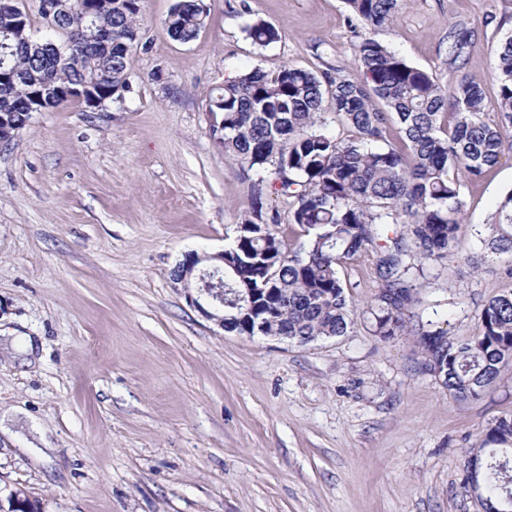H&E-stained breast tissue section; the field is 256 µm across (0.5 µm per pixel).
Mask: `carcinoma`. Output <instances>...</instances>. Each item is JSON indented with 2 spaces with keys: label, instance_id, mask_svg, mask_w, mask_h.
<instances>
[{
  "label": "carcinoma",
  "instance_id": "carcinoma-1",
  "mask_svg": "<svg viewBox=\"0 0 512 512\" xmlns=\"http://www.w3.org/2000/svg\"><path fill=\"white\" fill-rule=\"evenodd\" d=\"M403 0H345L360 22L354 50L361 81L284 66L254 67L224 83L210 110L224 115V155L269 178L254 185L237 235L245 236L235 267L208 277L220 284L226 311L237 313L243 281H268L273 292L264 308L263 334L306 345L346 334L355 314L339 268L369 250L382 281L376 333L395 336L406 328V311L425 287L424 264L459 251L464 224L458 173L478 178L512 152V34L501 43L495 72L498 111L487 118L480 86L458 77L443 87L375 38L393 23ZM141 0L104 11L98 24L114 33L138 29ZM208 16L204 0H177L166 20L168 34L182 43L197 38ZM87 18L67 14L57 35L70 42L69 61L56 66L36 55L30 24L17 27L0 17V113L21 112L42 86L93 83L107 91L128 74L130 55L111 44L82 38ZM249 38L268 46L278 30L262 19L247 27ZM470 44L462 22L448 32L449 65ZM341 131L327 130L323 114ZM404 133L405 150L387 143L392 126ZM288 200L289 223L307 233V243L287 251L274 227L278 214L265 206L267 190ZM493 252H512V190L488 222ZM417 334L425 367L455 400L480 398L512 366V293L491 298L475 333L461 340L432 323ZM492 459L481 473L487 512H512V416L487 429L472 458Z\"/></svg>",
  "mask_w": 512,
  "mask_h": 512
}]
</instances>
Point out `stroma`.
<instances>
[{
  "mask_svg": "<svg viewBox=\"0 0 512 512\" xmlns=\"http://www.w3.org/2000/svg\"><path fill=\"white\" fill-rule=\"evenodd\" d=\"M198 37L172 39L175 0H143L129 87L99 110L32 113L0 143V499L42 512H482L462 487L466 453L512 415V367L454 400L420 339L374 333L372 252L342 267L347 333L301 346L219 328L174 287L191 252L236 235L256 175L225 158L209 99L229 77L291 65L362 78L344 0H204ZM280 32L260 47L245 28ZM472 32L459 70L448 32ZM512 34V0H404L378 39L441 85L479 84ZM512 154L463 179V249L428 264L409 309L471 336L512 292V253H468L507 191ZM30 337L25 351L21 337Z\"/></svg>",
  "mask_w": 512,
  "mask_h": 512,
  "instance_id": "stroma-1",
  "label": "stroma"
}]
</instances>
